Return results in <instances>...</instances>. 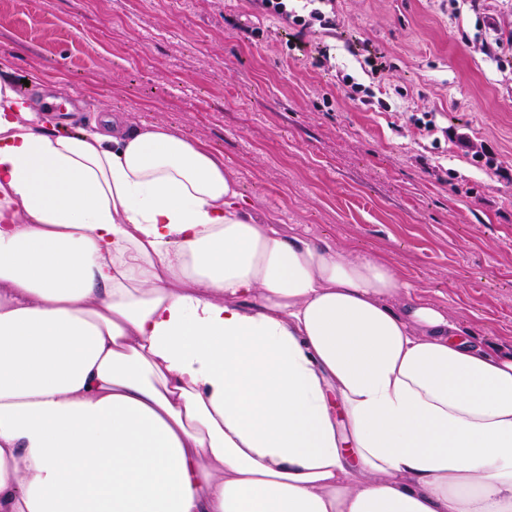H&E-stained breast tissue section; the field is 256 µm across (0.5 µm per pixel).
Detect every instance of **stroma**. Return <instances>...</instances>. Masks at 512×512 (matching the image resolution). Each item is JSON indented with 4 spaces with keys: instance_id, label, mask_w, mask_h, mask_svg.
Masks as SVG:
<instances>
[{
    "instance_id": "stroma-1",
    "label": "stroma",
    "mask_w": 512,
    "mask_h": 512,
    "mask_svg": "<svg viewBox=\"0 0 512 512\" xmlns=\"http://www.w3.org/2000/svg\"><path fill=\"white\" fill-rule=\"evenodd\" d=\"M330 59L289 53L255 0H0V75L29 104L80 96L67 120L161 125L203 142L255 215L390 259L413 296L512 345V61L486 55L469 0H335ZM263 32L248 40L244 27ZM386 66L364 71L362 51ZM351 74L376 99L351 100ZM431 113L434 129L417 124ZM485 145L508 172L464 153Z\"/></svg>"
}]
</instances>
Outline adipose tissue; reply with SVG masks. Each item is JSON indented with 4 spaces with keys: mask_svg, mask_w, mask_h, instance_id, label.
Here are the masks:
<instances>
[{
    "mask_svg": "<svg viewBox=\"0 0 512 512\" xmlns=\"http://www.w3.org/2000/svg\"><path fill=\"white\" fill-rule=\"evenodd\" d=\"M0 512H512V349L0 78Z\"/></svg>",
    "mask_w": 512,
    "mask_h": 512,
    "instance_id": "obj_1",
    "label": "adipose tissue"
}]
</instances>
